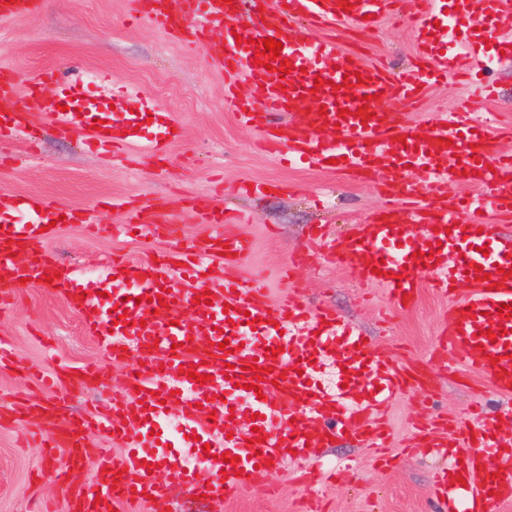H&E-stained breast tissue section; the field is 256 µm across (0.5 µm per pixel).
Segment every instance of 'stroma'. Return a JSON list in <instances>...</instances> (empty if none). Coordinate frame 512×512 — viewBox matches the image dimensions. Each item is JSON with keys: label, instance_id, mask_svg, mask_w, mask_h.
Segmentation results:
<instances>
[{"label": "stroma", "instance_id": "obj_1", "mask_svg": "<svg viewBox=\"0 0 512 512\" xmlns=\"http://www.w3.org/2000/svg\"><path fill=\"white\" fill-rule=\"evenodd\" d=\"M134 9L133 0H43L34 16L0 25V55L24 77L51 68L61 81L71 82L79 74L109 72L144 92L179 128L162 164L143 158L136 146L98 153L80 136H60L47 127L34 159L27 155L23 135L0 140V151L14 157L12 166L0 169V185L21 196L54 198L66 209L98 206L101 222L112 225L125 221L123 211L111 209L112 199L137 204L157 197L183 241L203 232L185 210L188 201L215 199L252 215V223L243 227L254 241L251 274L271 296H278L279 268L306 247L311 225H326L337 237L349 235L355 225L375 216L381 195L374 183L345 172L290 166L270 157L258 145L259 131L240 125L225 103L224 80L204 46L175 39L148 21H133ZM336 36L367 61L394 72L413 63L414 35L407 23L387 21L365 34L340 27ZM505 44L512 45V15L498 21L482 50L487 58L482 76L495 84L494 99L479 97L451 76L427 91L419 109L396 101L389 105L391 113L419 129L431 112H458L460 102L467 100L472 108L458 112L461 125L485 117L490 126L511 129L512 53L501 54ZM250 182H270L274 188L241 193V185ZM49 247L60 261L91 272L103 269L115 255L145 259L174 249L164 241L95 233L84 224L62 225ZM298 276L309 302L330 305L373 339L381 354L427 375L424 386L407 387L383 412L389 464L379 466L367 444L349 432L337 436L332 447L316 449L307 461L311 467L352 461L353 471L336 484L304 487L295 479L297 463L288 462L274 476L275 492L248 489L227 504L178 495L173 512H303L310 497L323 512H444L433 493L440 460L409 454L408 443L430 431L440 417L465 427L477 408L483 409L490 428L512 431V396L499 393L476 371L451 369L434 359L450 300L430 286L420 288L407 310L396 311L382 288L360 285L344 267L325 265L318 255H311ZM10 295L9 305L0 309V335L11 341L14 357L0 363V401H39L58 394L77 416L105 402L126 370L84 334L64 295L44 288H14ZM57 359L74 369L97 367L98 376L75 387L65 379L57 390L41 387L36 373L51 370ZM32 426L19 415L0 416V512H32L37 498L67 512L64 490L48 476L57 455L24 443Z\"/></svg>", "mask_w": 512, "mask_h": 512}]
</instances>
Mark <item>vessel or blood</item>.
Instances as JSON below:
<instances>
[{"mask_svg":"<svg viewBox=\"0 0 512 512\" xmlns=\"http://www.w3.org/2000/svg\"><path fill=\"white\" fill-rule=\"evenodd\" d=\"M421 2L422 10L412 12L407 0H269L256 36L282 42L275 57L256 56L248 41H236V11L229 0H137V11L181 40L201 42L213 30H223L210 62L224 74L225 100L243 124L262 131L270 153L284 152L318 169L333 158L340 169L377 182L385 208L371 223L341 240L327 239L323 228L315 227L312 246L360 284L383 288L396 309L415 300L422 273H430L431 286L453 299L439 359L477 369L507 395L512 393V318L499 310L512 306V238L489 224L460 223L459 217L481 210L500 223L512 222V151L482 124L463 128L455 115L438 113L416 132L396 124L382 105L395 99L419 105L426 86L451 73L482 70L479 49L492 25L512 13V0H458L453 22L469 31L470 41L451 57L443 53L442 41L429 35L434 0ZM40 4L0 0V22L32 16ZM389 17L406 20L417 33L416 63L401 75L344 50L331 34L346 24L373 30ZM300 24L322 30V37L301 43ZM276 58L290 64L289 74L273 66ZM54 80L50 69L23 80L0 64V101L15 105L0 120V136L20 132L34 146L47 125L64 136L89 132V144L98 150L137 146L154 162L164 161L175 124L151 114L146 94L102 72L96 83L107 95L93 99L80 86H67L61 95L70 102L68 110L35 115L25 99L37 97ZM340 84L348 92L341 99L336 96ZM243 86L249 95H240ZM113 101L120 109L112 113ZM304 103L309 112H301ZM293 110L295 122H278V113ZM98 119L105 121L104 129H94ZM148 124L153 134L144 133ZM466 181L479 185L481 195L449 199V184ZM421 190L429 206L416 204ZM21 210L28 222H14ZM189 212L207 230L178 252L114 260L106 275L87 279L48 250L54 236L48 225L63 218L98 228L97 207L65 213L51 198L22 201L0 186V283L40 287L51 282L111 361L137 355L111 402L90 415L69 413L57 398L19 408L37 424L33 442L63 451L49 476L65 490L69 512H168L170 496L178 490L221 503L244 489L268 486L279 466L330 445L337 433L352 429L385 442L388 431L371 412L412 383L408 370L375 352L367 336L333 309L311 310L292 291L271 300L267 288L249 279L254 243L237 229L244 216L225 213L206 198L192 201ZM125 231L167 239L176 228L162 204L151 201L130 212ZM200 284L210 288V303H195ZM117 308L125 310L124 321H116ZM186 308L189 318L172 324L168 312ZM223 341L228 350L220 349ZM328 362L345 369L344 386L333 391L317 381L318 366ZM199 374L207 375V382H196ZM245 414L254 416L253 428H240L238 418ZM170 421L187 456L168 450L162 426ZM256 433L262 441H253ZM92 434L110 438L124 454L99 452L104 482L79 485L73 474ZM434 448L448 456L438 476L448 512H489L491 505L512 501V438L490 429L481 413H474L467 429L419 444L423 452ZM225 452L230 462H223ZM201 467L210 473L204 483L196 479Z\"/></svg>","mask_w":512,"mask_h":512,"instance_id":"obj_1","label":"vessel or blood"}]
</instances>
